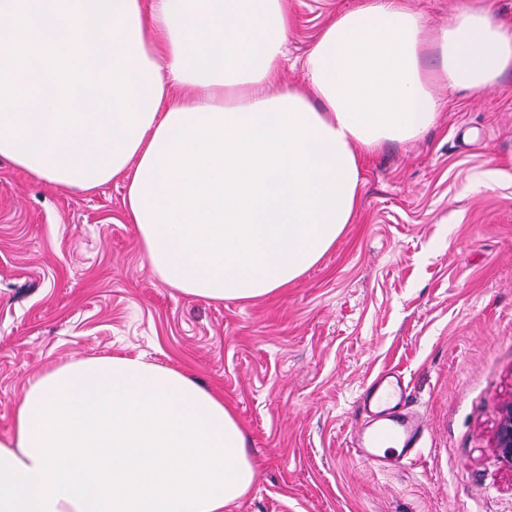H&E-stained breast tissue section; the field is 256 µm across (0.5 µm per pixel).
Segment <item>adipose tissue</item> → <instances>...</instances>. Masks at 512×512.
Here are the masks:
<instances>
[{
    "label": "adipose tissue",
    "mask_w": 512,
    "mask_h": 512,
    "mask_svg": "<svg viewBox=\"0 0 512 512\" xmlns=\"http://www.w3.org/2000/svg\"><path fill=\"white\" fill-rule=\"evenodd\" d=\"M108 23L159 105L119 147L127 217L170 287L248 302L300 278L359 204L365 158L437 121L439 87L512 69V27L468 0L432 28L405 0H358L324 25L307 82L283 81L288 0H123ZM436 66H428L429 56ZM37 151L28 174L75 188L83 164ZM254 481L223 399L180 370L93 358L35 380L0 439V512H224Z\"/></svg>",
    "instance_id": "adipose-tissue-1"
}]
</instances>
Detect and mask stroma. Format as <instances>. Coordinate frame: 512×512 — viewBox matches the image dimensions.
Wrapping results in <instances>:
<instances>
[{
    "label": "stroma",
    "mask_w": 512,
    "mask_h": 512,
    "mask_svg": "<svg viewBox=\"0 0 512 512\" xmlns=\"http://www.w3.org/2000/svg\"><path fill=\"white\" fill-rule=\"evenodd\" d=\"M357 0H289L284 78ZM437 124L365 160L354 222L288 287L206 301L149 266L126 188L61 189L0 157V438L47 370L124 355L188 373L247 437L227 512H512L490 436L512 395V71L440 88ZM398 373L424 427L415 460L352 446L362 394Z\"/></svg>",
    "instance_id": "35a3bbf8"
}]
</instances>
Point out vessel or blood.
Instances as JSON below:
<instances>
[{"label":"vessel or blood","instance_id":"vessel-or-blood-1","mask_svg":"<svg viewBox=\"0 0 512 512\" xmlns=\"http://www.w3.org/2000/svg\"><path fill=\"white\" fill-rule=\"evenodd\" d=\"M404 397L401 378L392 372L378 376L365 391L363 404L369 419L356 433L354 446L359 456L373 466L384 462L379 453L381 447L394 443L407 455L420 440L422 420L401 409L399 402Z\"/></svg>","mask_w":512,"mask_h":512}]
</instances>
